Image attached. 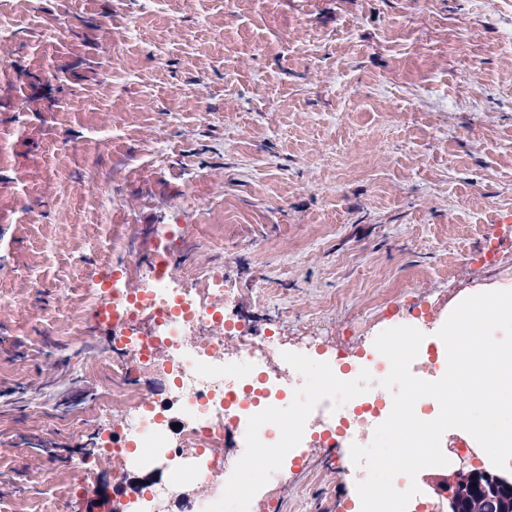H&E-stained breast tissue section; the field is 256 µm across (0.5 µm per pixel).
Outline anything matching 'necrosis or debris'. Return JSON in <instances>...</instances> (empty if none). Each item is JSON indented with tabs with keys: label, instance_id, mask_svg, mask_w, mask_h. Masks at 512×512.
<instances>
[{
	"label": "necrosis or debris",
	"instance_id": "obj_1",
	"mask_svg": "<svg viewBox=\"0 0 512 512\" xmlns=\"http://www.w3.org/2000/svg\"><path fill=\"white\" fill-rule=\"evenodd\" d=\"M194 241L172 232L156 233L151 251L159 262L137 285L112 283L108 317L112 324V395L98 402L95 415L112 414L121 426L112 437V459L120 469L131 464L126 445L143 448V468L190 459L187 474L200 490L196 504L207 508L223 494L219 478L227 461L222 449L227 435L243 434L251 416L276 405L282 389L296 391L294 369L284 365L283 385L263 377L282 352L271 329H257L247 320L231 318L234 292L224 289V271L209 266L191 276L184 288L174 287L175 272L166 259L192 251ZM173 377L170 389L141 395L134 372L145 364ZM383 387L351 405H341L322 419L317 438L335 444L336 429L347 425L352 442L370 434Z\"/></svg>",
	"mask_w": 512,
	"mask_h": 512
}]
</instances>
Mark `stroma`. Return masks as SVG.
<instances>
[{
    "label": "stroma",
    "instance_id": "35a3bbf8",
    "mask_svg": "<svg viewBox=\"0 0 512 512\" xmlns=\"http://www.w3.org/2000/svg\"><path fill=\"white\" fill-rule=\"evenodd\" d=\"M0 512H89L117 483L68 424L111 387L83 282L162 224L214 225L239 316L283 350L388 303L512 283V0H0ZM498 262L478 261L486 239ZM66 283L67 298L54 289ZM66 310L33 322L36 309ZM347 443L302 448L251 512H347Z\"/></svg>",
    "mask_w": 512,
    "mask_h": 512
}]
</instances>
